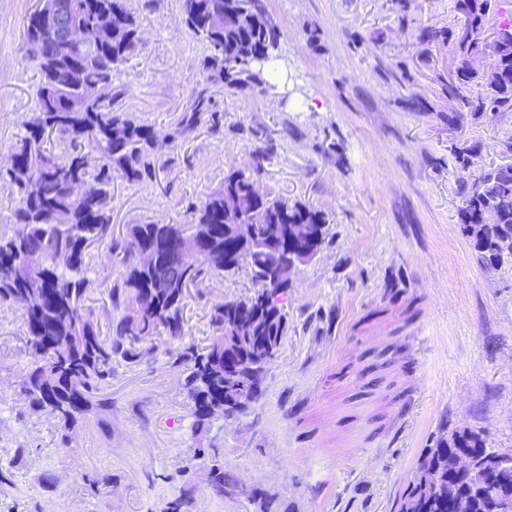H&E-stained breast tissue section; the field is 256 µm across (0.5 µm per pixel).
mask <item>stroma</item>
<instances>
[{"label": "stroma", "instance_id": "1", "mask_svg": "<svg viewBox=\"0 0 512 512\" xmlns=\"http://www.w3.org/2000/svg\"><path fill=\"white\" fill-rule=\"evenodd\" d=\"M279 34L274 89L208 80L179 0H128L143 49L117 86L166 137L208 90L202 121L156 180L112 184V229L184 221L267 149L262 190L325 213L322 250L292 274L288 334L243 410L198 425L173 352L199 350L215 304L253 293L239 270L190 290L184 334L116 360L63 429L18 383L22 311L0 306V512H395L418 459L468 428L512 449V258L485 266L460 185L512 163V112L449 124L454 0H262ZM36 0H0V162L38 85L23 31ZM475 146L468 170L451 147ZM224 472V488L211 482Z\"/></svg>", "mask_w": 512, "mask_h": 512}]
</instances>
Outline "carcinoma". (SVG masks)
Segmentation results:
<instances>
[{"label": "carcinoma", "instance_id": "carcinoma-1", "mask_svg": "<svg viewBox=\"0 0 512 512\" xmlns=\"http://www.w3.org/2000/svg\"><path fill=\"white\" fill-rule=\"evenodd\" d=\"M72 4L66 23L72 28L95 25L100 13L117 15L112 37L70 60L47 57L54 33L34 15L25 28L29 59L40 79L34 110L24 122L25 134L15 152L30 165L24 175L0 162V185L11 192L7 223L0 233V252L18 258L12 269L0 268V304L24 302L34 288L52 294L43 306L24 307L26 349L30 357L19 391L37 410L56 413L63 428L76 421L91 395L112 378V361L119 356L129 363L141 356V346L154 336L179 337L184 332L182 303L191 288L237 267L224 264V249L234 250L240 267L260 285L274 277L281 256L263 249L271 231L283 239L288 226L308 224L318 252L326 238V218L300 203L269 193L256 194L255 175L262 168V153L253 154V166L224 176V182L193 206L186 224H129L123 242L112 231V181L151 179L165 167V151L215 114L206 91L198 92L190 110L175 117L174 128L160 141L150 127L140 123L121 104L114 81L141 49L138 24L126 0H67ZM189 30L207 43L209 53L202 69L214 82L244 94L264 92L268 70L237 66L240 44L268 58L279 47L276 26L268 23L259 0H249L251 21L237 25L224 21L239 0H180ZM463 19L462 36L448 30V47L457 63L458 88L469 92L458 101L462 110L448 114L453 124L469 113L479 120L488 112H512V12H501L500 0H455ZM498 33L487 49L480 33ZM79 72L86 84H103L105 99L85 105L78 112L70 103L78 91L72 81ZM474 184L461 186L465 233L474 239L481 257L491 261L501 253L495 240L512 235V207L499 224L487 227L482 216L491 202L512 199V168L502 166L481 173ZM235 201L233 224H251L254 248L238 250L232 224L224 219V201ZM192 224L196 232L187 252L169 246ZM103 250L113 266L107 283L109 306L105 314L109 331L101 334L84 300L90 281L85 276L92 249ZM139 251L157 255L154 262H133ZM288 284L261 288L212 308L213 336L200 352L188 354L186 388L197 405L198 421L242 410L236 397L252 398L258 392L265 365L277 355L288 333V314L278 301ZM482 433L456 430L440 437L435 447L421 454L412 479L400 499L404 512H455L448 501V485L472 502L471 512H498L499 502H512V482L502 483L492 469L473 476L456 477L451 461L459 454L495 458Z\"/></svg>", "mask_w": 512, "mask_h": 512}]
</instances>
